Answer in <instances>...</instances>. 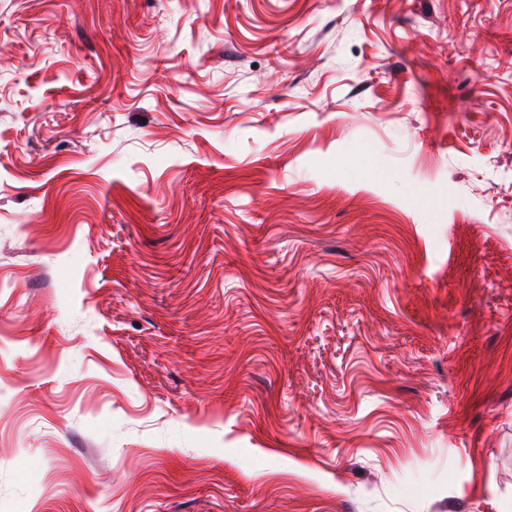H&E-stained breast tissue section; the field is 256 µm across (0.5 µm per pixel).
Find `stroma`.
Masks as SVG:
<instances>
[{
	"label": "stroma",
	"instance_id": "obj_1",
	"mask_svg": "<svg viewBox=\"0 0 512 512\" xmlns=\"http://www.w3.org/2000/svg\"><path fill=\"white\" fill-rule=\"evenodd\" d=\"M0 512H512V0H0Z\"/></svg>",
	"mask_w": 512,
	"mask_h": 512
}]
</instances>
